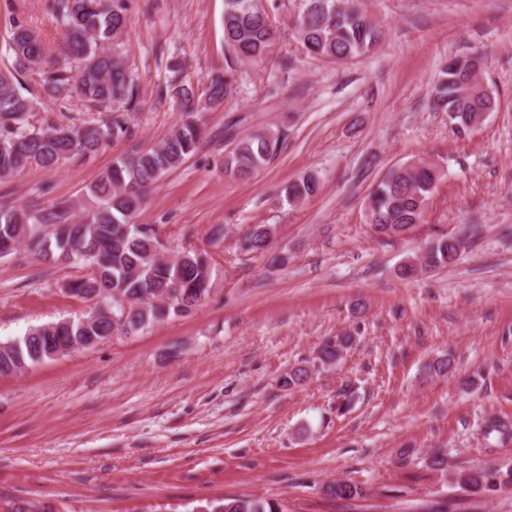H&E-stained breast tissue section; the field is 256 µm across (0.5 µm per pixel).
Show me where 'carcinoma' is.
<instances>
[{"instance_id":"1","label":"carcinoma","mask_w":512,"mask_h":512,"mask_svg":"<svg viewBox=\"0 0 512 512\" xmlns=\"http://www.w3.org/2000/svg\"><path fill=\"white\" fill-rule=\"evenodd\" d=\"M131 0H52L53 17L62 28L63 43L51 56L40 35L14 18L8 21L7 49L10 65L0 68V178H9L26 167L54 166L61 159L97 153L112 138L127 131L122 112L136 110L139 87L129 73L120 50ZM224 45L241 63L266 60L277 45V31L268 12L257 0H224ZM296 30L307 53L332 62L367 58L382 42V30L358 0H297ZM82 62L77 74L67 60ZM483 58L474 57L471 68L453 71L443 63L429 91L437 111L462 116L492 111V97L482 88L479 74ZM47 97L77 99L87 110L103 112L97 122L72 123L46 130L29 122L35 111L34 95L28 89L30 74ZM232 92L231 74H212L199 91L172 70L171 80L159 94L171 95L180 121L154 148L116 161L91 187V199L82 213L61 202L53 209L34 210L0 207V254L8 255L23 246L33 255L47 258L54 253L84 264L90 273L73 281L77 293L96 290L106 293L112 313L125 317L114 336H131L172 315H184L200 304L212 285L211 258L204 250H187L169 260L158 255L159 241L151 227H136L146 193L168 171L195 153L203 134L200 114L218 106ZM280 132L267 131L238 142L224 157V174L248 179L277 151ZM440 178L431 166H402L389 173L371 191L367 209L369 224L386 236H399L425 221L430 196ZM317 178L304 177L285 188L291 203L316 193ZM273 227L252 225L243 238L244 252L263 253L271 244ZM461 241L441 237L421 255L408 259L400 276L418 274L454 264ZM110 327L106 317L85 324L56 329L44 324L29 329L13 340L0 342V376H10L21 364L29 367L51 360L55 349L69 342H88ZM351 338L342 336L321 346L323 364L338 362ZM454 358L444 353L426 366L437 375L453 369ZM487 434L512 440V423L500 418L485 421ZM455 483L465 491L512 490V466L476 467L460 471ZM324 492L342 500L361 495V488L347 481L326 485ZM195 512H279L277 505L263 499L224 497L207 501Z\"/></svg>"}]
</instances>
